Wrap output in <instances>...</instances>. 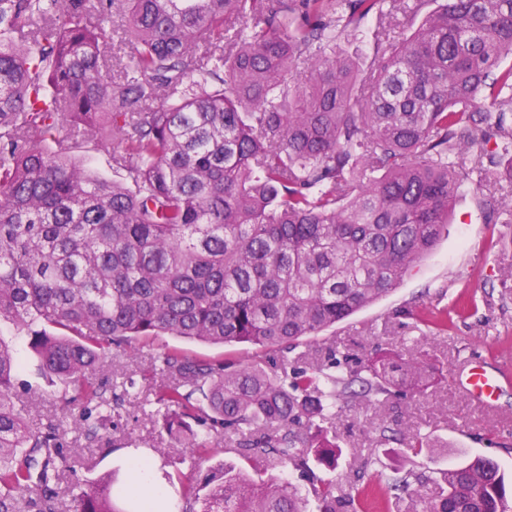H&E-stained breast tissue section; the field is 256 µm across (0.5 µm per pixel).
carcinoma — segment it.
<instances>
[{"label":"carcinoma","mask_w":512,"mask_h":512,"mask_svg":"<svg viewBox=\"0 0 512 512\" xmlns=\"http://www.w3.org/2000/svg\"><path fill=\"white\" fill-rule=\"evenodd\" d=\"M435 2L400 31L402 0H0V322L83 400L74 426L32 429L0 341V512H58L66 435L111 443L108 351L159 336L264 351L230 368L164 350L141 371L164 378L156 421L194 471L181 512H306L260 478L274 460L318 512L364 507L326 476L336 422L392 397L393 367L294 349L411 275L462 183L485 223L512 222L483 192L494 170L512 181V0ZM118 3L133 59L114 79ZM367 36L362 67L339 45ZM103 139L112 180L73 156ZM401 373L421 380L419 357ZM226 437L247 466H204ZM413 478L419 512H512L486 457ZM74 490L73 512H119L110 477Z\"/></svg>","instance_id":"1"}]
</instances>
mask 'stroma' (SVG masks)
I'll return each instance as SVG.
<instances>
[{
    "label": "stroma",
    "mask_w": 512,
    "mask_h": 512,
    "mask_svg": "<svg viewBox=\"0 0 512 512\" xmlns=\"http://www.w3.org/2000/svg\"><path fill=\"white\" fill-rule=\"evenodd\" d=\"M409 309L447 310V331L423 334L406 317ZM0 340L16 350L23 363L19 387L34 390L24 399L30 427L45 428L55 422L60 408L56 393L37 374L28 337L5 322L0 324ZM328 344L362 362L388 352L403 355L417 346L433 378L432 386L422 392L399 383L397 397L380 409L363 401L346 407L337 422L343 453L332 474L341 490L357 486L379 491L386 474L433 471L476 456L494 459L512 477V386L503 387L488 407L467 401L459 390V372L470 359H479L492 372L502 367L512 371V224L485 223L471 184H464L448 228L413 274L386 297L308 339L305 351L313 355ZM163 349L235 366L256 354L249 344L222 346L161 336L141 343L136 361L116 350L111 359L135 377L151 355ZM149 394L145 387L131 393L113 413L111 445H91L82 438L70 445L72 466L59 487L63 512L71 508L69 489L75 482L111 474L117 486H128V456L133 450L145 452L156 464L166 491L165 512H180L182 482L190 466L179 463V448L171 446L150 418ZM383 426L405 435L430 434L433 445L418 455L378 450Z\"/></svg>",
    "instance_id": "obj_1"
}]
</instances>
